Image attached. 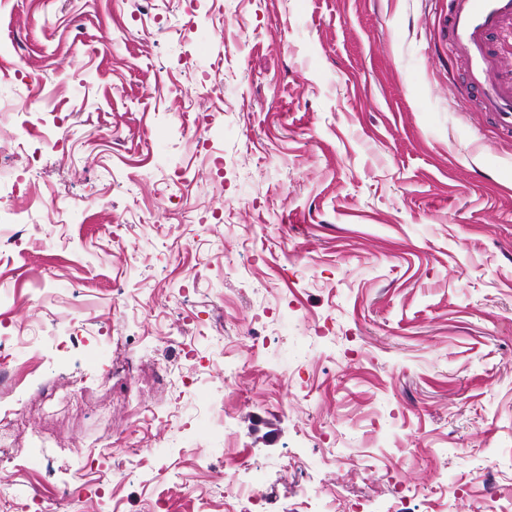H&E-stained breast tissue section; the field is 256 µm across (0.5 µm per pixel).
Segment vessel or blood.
<instances>
[{
    "instance_id": "1",
    "label": "vessel or blood",
    "mask_w": 512,
    "mask_h": 512,
    "mask_svg": "<svg viewBox=\"0 0 512 512\" xmlns=\"http://www.w3.org/2000/svg\"><path fill=\"white\" fill-rule=\"evenodd\" d=\"M448 47L463 68L460 94L512 136V58L494 51L512 37V0H448Z\"/></svg>"
}]
</instances>
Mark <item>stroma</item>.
Instances as JSON below:
<instances>
[{"instance_id": "1", "label": "stroma", "mask_w": 512, "mask_h": 512, "mask_svg": "<svg viewBox=\"0 0 512 512\" xmlns=\"http://www.w3.org/2000/svg\"><path fill=\"white\" fill-rule=\"evenodd\" d=\"M447 12L0 0V192L29 226L0 242V335L46 343L0 405L57 386L20 465L66 512H222L228 478L262 483L261 512L306 487L359 512L512 496V137L460 102ZM78 314L143 376L185 344L210 370L179 397L105 388L96 347L50 359ZM92 458L104 497L72 495Z\"/></svg>"}]
</instances>
